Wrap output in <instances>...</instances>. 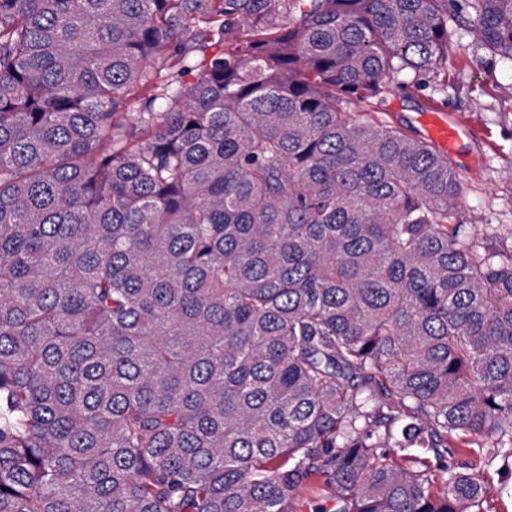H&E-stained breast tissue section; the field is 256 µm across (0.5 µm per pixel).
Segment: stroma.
Wrapping results in <instances>:
<instances>
[{"instance_id": "1", "label": "stroma", "mask_w": 512, "mask_h": 512, "mask_svg": "<svg viewBox=\"0 0 512 512\" xmlns=\"http://www.w3.org/2000/svg\"><path fill=\"white\" fill-rule=\"evenodd\" d=\"M445 78L423 87L393 83L383 100L347 106L354 118L372 111L415 136H424L422 112L437 108L470 127L454 171L461 183L457 223L482 228L512 225V63L492 56L478 38L474 15L451 22Z\"/></svg>"}]
</instances>
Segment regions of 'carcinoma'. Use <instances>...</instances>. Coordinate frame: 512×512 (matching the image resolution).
Returning a JSON list of instances; mask_svg holds the SVG:
<instances>
[{
  "mask_svg": "<svg viewBox=\"0 0 512 512\" xmlns=\"http://www.w3.org/2000/svg\"><path fill=\"white\" fill-rule=\"evenodd\" d=\"M461 11L512 61V0H0V512H485L512 226L343 110ZM332 488L324 480L313 476L295 492L297 512H314L316 508H329Z\"/></svg>",
  "mask_w": 512,
  "mask_h": 512,
  "instance_id": "1",
  "label": "carcinoma"
}]
</instances>
